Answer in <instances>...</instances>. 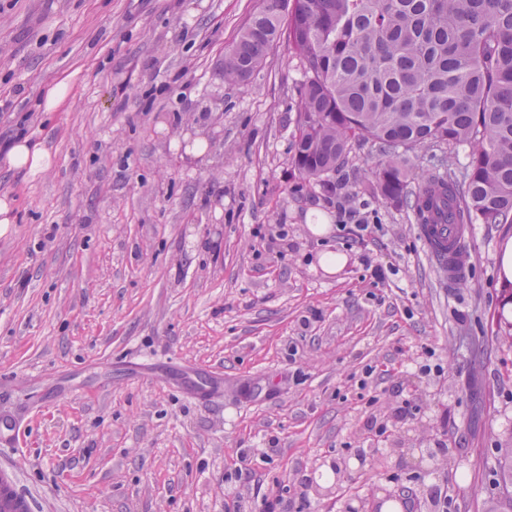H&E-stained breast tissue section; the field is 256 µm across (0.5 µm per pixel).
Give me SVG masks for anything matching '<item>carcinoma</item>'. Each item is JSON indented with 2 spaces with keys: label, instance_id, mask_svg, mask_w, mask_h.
<instances>
[{
  "label": "carcinoma",
  "instance_id": "obj_1",
  "mask_svg": "<svg viewBox=\"0 0 512 512\" xmlns=\"http://www.w3.org/2000/svg\"><path fill=\"white\" fill-rule=\"evenodd\" d=\"M281 39L306 72L293 155L302 179L325 181L369 143L367 191L418 223L512 224V0H262L224 77L247 79ZM429 148L440 168L414 185L410 155ZM464 248L454 232L433 254Z\"/></svg>",
  "mask_w": 512,
  "mask_h": 512
}]
</instances>
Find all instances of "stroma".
I'll return each mask as SVG.
<instances>
[{
	"instance_id": "obj_1",
	"label": "stroma",
	"mask_w": 512,
	"mask_h": 512,
	"mask_svg": "<svg viewBox=\"0 0 512 512\" xmlns=\"http://www.w3.org/2000/svg\"><path fill=\"white\" fill-rule=\"evenodd\" d=\"M260 4L0 0V145L51 154L0 168V415L25 416L0 463L35 512H263L264 491L279 512H512V224L464 225L452 278L410 207L366 191L370 145L330 187L300 179L299 57L282 40L224 78ZM174 369L222 383L202 401ZM51 155L43 146L32 144L27 138L15 140L2 152V163L9 171L26 170L28 175L36 176L50 165Z\"/></svg>"
}]
</instances>
